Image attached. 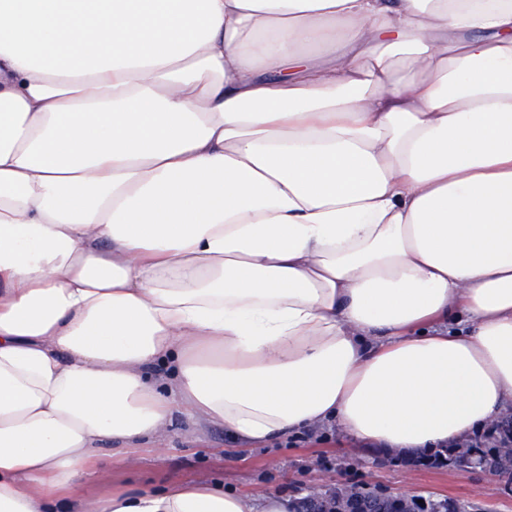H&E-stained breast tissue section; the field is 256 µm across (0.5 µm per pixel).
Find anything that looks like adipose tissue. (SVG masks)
<instances>
[{
  "label": "adipose tissue",
  "instance_id": "1",
  "mask_svg": "<svg viewBox=\"0 0 512 512\" xmlns=\"http://www.w3.org/2000/svg\"><path fill=\"white\" fill-rule=\"evenodd\" d=\"M512 410V0H0V512L175 416L382 450Z\"/></svg>",
  "mask_w": 512,
  "mask_h": 512
}]
</instances>
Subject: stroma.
I'll return each mask as SVG.
<instances>
[{
  "label": "stroma",
  "mask_w": 512,
  "mask_h": 512,
  "mask_svg": "<svg viewBox=\"0 0 512 512\" xmlns=\"http://www.w3.org/2000/svg\"><path fill=\"white\" fill-rule=\"evenodd\" d=\"M130 454L138 459L137 468H126L110 448L100 449L96 472L79 485L80 494L93 497L125 486L158 489L172 479L202 476L242 494L269 490L301 496L313 485L352 482L405 495L455 497L488 512H512V480L415 466L405 455L368 449L333 423L252 445L217 424L196 432L181 422L165 448H134Z\"/></svg>",
  "instance_id": "stroma-1"
}]
</instances>
